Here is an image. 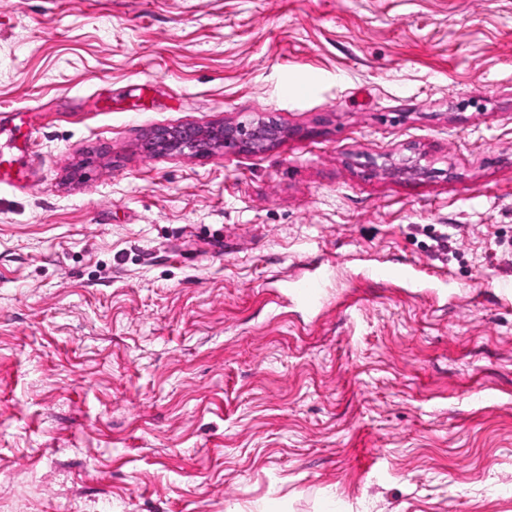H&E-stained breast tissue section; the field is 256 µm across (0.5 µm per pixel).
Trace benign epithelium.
<instances>
[{
	"label": "benign epithelium",
	"mask_w": 512,
	"mask_h": 512,
	"mask_svg": "<svg viewBox=\"0 0 512 512\" xmlns=\"http://www.w3.org/2000/svg\"><path fill=\"white\" fill-rule=\"evenodd\" d=\"M280 128L273 120L246 126L226 123L217 129L199 130L192 126L182 129H159L153 133L152 142L166 151L209 152L215 143L227 149L265 148L275 143Z\"/></svg>",
	"instance_id": "obj_1"
}]
</instances>
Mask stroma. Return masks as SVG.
<instances>
[{
    "label": "stroma",
    "instance_id": "1",
    "mask_svg": "<svg viewBox=\"0 0 512 512\" xmlns=\"http://www.w3.org/2000/svg\"><path fill=\"white\" fill-rule=\"evenodd\" d=\"M32 133L0 512H512V0H0V158ZM280 128L273 120L256 125L224 123L219 128L198 130L187 126L182 129H159L153 133L151 143L166 151L207 153L211 142L225 149L265 148L275 143ZM318 269L319 266L313 269L315 273L312 276H297L289 280L288 292L291 297L311 309L321 303L324 290L325 276Z\"/></svg>",
    "mask_w": 512,
    "mask_h": 512
}]
</instances>
